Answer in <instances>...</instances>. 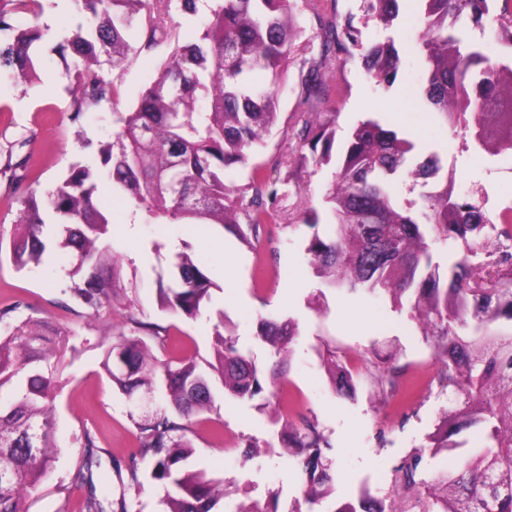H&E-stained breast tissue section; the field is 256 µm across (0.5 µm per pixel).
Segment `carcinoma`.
<instances>
[{
  "mask_svg": "<svg viewBox=\"0 0 512 512\" xmlns=\"http://www.w3.org/2000/svg\"><path fill=\"white\" fill-rule=\"evenodd\" d=\"M40 0H0V76L37 78L36 55L44 30L36 23L13 24V17L36 14ZM89 24L66 36L61 49L73 56L70 112L77 120L92 107L118 97L117 81L107 80L98 56L123 68L129 53L149 51L176 41L171 11L197 12V0H72ZM202 34L175 45L158 78L142 92L130 111L119 116L120 131L99 148L95 167L77 165L55 187L22 200L19 232L11 241L14 263L25 267L42 261L46 217L60 220L63 247L75 263L66 292L89 316H97L126 290L120 258L110 250L108 209L97 194L108 181L112 192L127 197L147 224H218L250 247L260 244L265 227L280 219V189L310 164L327 165L333 157L336 119L345 107L348 85L336 70L359 55L367 76L379 85L395 82L400 59L390 44L366 43L354 17L338 9V0H213ZM418 38L425 64L423 97L454 133L475 128L483 146L512 150V90L504 93L502 73L512 66L493 59L479 44L468 43L461 22L490 25L500 45L512 52V0H420ZM362 19L388 27L397 19L399 0H363ZM313 22V35L301 40ZM257 68L271 73L276 86L296 71L291 91L300 111L291 117L288 151L276 156L272 177L260 148L279 116L277 95L251 85ZM310 153H304V149ZM415 148L367 119L348 134L327 192L332 222L325 237L310 239V262L331 288L407 298L410 316L443 369L437 380H414L395 364L372 373L382 402L398 411L434 382L452 390L455 408L444 412L428 447L431 457L457 448L451 438L480 426L486 443L460 468L424 478V451L416 449L394 467V485L403 498H420L423 512H512V279L501 262L473 272L472 259L489 243L487 226L512 240L509 209L491 219L473 199L453 194L448 186L423 195L421 211L396 197L392 181L434 178L441 170L431 155L414 165ZM248 170L243 185L227 184L224 170ZM453 241L461 252L444 270L433 261L431 243ZM176 278L158 279L161 309L196 318L216 284L186 252L174 255ZM18 305L0 307V390L13 397L0 401V512H28L36 502L58 454L56 422L49 402L57 391L53 374L39 363L51 338L32 316L19 322ZM172 326L126 316L105 348L104 368L130 397L162 388L166 408L134 421L136 452L129 463L113 460L126 471L127 486L141 485L139 461L150 458V478L164 489L165 512H216L227 497L224 480L215 479L188 460L194 449L187 439L195 418L215 407L213 376L224 394L253 400L264 392L276 398L273 417L281 439L306 475V502L313 506L334 493L328 438L318 424L301 414L294 398L276 394L286 383L291 347L297 335L291 320L263 319L258 338L273 364L268 377L253 356L224 334V313L214 325V361L186 356L163 362L155 347L165 348ZM325 364L334 391L352 396L356 376L344 349L326 347ZM101 429L84 426L76 441L83 448L72 460L71 489L59 512H130L126 493H97L94 469L100 467ZM333 512H398L396 500L367 493Z\"/></svg>",
  "mask_w": 512,
  "mask_h": 512,
  "instance_id": "carcinoma-1",
  "label": "carcinoma"
}]
</instances>
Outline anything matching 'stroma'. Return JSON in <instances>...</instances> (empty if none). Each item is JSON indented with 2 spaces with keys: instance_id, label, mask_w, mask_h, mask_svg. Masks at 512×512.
I'll list each match as a JSON object with an SVG mask.
<instances>
[{
  "instance_id": "obj_1",
  "label": "stroma",
  "mask_w": 512,
  "mask_h": 512,
  "mask_svg": "<svg viewBox=\"0 0 512 512\" xmlns=\"http://www.w3.org/2000/svg\"><path fill=\"white\" fill-rule=\"evenodd\" d=\"M40 25L46 36L38 64V82L0 80V235L10 236L22 199L31 189L45 190L56 184L76 164L98 161L100 143L112 140L115 115L128 111L144 87L156 80L167 46L150 53L131 54L119 75L116 104L104 105L72 120L69 112L70 83L57 51L61 36L81 23L71 0H40ZM419 0H402L398 20L386 29L374 24L363 30L365 40L394 42L402 61L396 81L387 88L366 77L360 58L350 59L337 71L338 81L350 87L349 100L336 126L337 142L361 120L372 117L383 127L411 136L421 155L437 154L453 173L455 194L478 199L488 215L512 203V152L498 155L479 146L474 136H452L443 118L431 112L418 92L423 58L417 45L416 18ZM39 162L38 182L15 183L12 169L26 157ZM333 166H308L299 183L289 186L283 209L299 214L315 209L317 228L304 224L271 225V238L251 249L215 224H182L164 227L146 224L123 197L111 195V243L124 258L122 276L125 297L115 301L101 317L83 315L81 307L64 295L74 260L57 247H49L40 265L16 267L9 251L0 252V306L13 302L40 307L52 328L68 330L72 338L63 352L59 385L49 408L56 420L61 448L51 470L44 496L30 512H58L70 492V464L79 449L74 441L82 426L104 427L107 450L101 453L103 473H111L113 459H126L134 443V419L161 408L160 394L127 397L107 378L102 367L104 345L125 314L167 326L176 325L166 357L213 355V325L225 314L228 331L238 346L251 352L258 363L270 365L266 345L256 337L260 319H293L298 326L292 348L289 385L302 411L318 421L331 444L335 493L320 506L309 507L303 491L305 478L295 458L282 450L268 411L257 401L217 395L214 414L224 422V439L214 442L207 422H198L191 439L194 468L223 479L229 495L222 508L252 501H267L278 494L281 512L298 506L301 512H334L346 501L356 500L361 489L387 497L392 493L393 467L417 448L429 445L439 416L449 410L454 394L434 390L428 398L412 403L405 418L385 424L370 375L384 361L409 368L410 375L432 378L440 370L432 350L419 333L408 308L397 307L384 295L327 288L310 263L307 247L312 234L327 235L329 206L325 194L333 179ZM161 252H153L152 241ZM186 250L203 263L216 287L197 319L185 320L161 310L157 302L158 279H170L174 253ZM266 278H259V266ZM330 343L362 356L366 367L354 396L333 393L318 354ZM258 448L251 458L243 451L249 443Z\"/></svg>"
}]
</instances>
